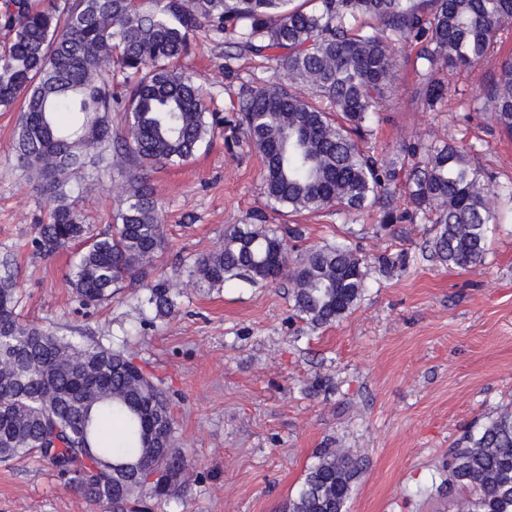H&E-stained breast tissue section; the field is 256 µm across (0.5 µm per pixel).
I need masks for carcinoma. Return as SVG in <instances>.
<instances>
[{
    "instance_id": "carcinoma-1",
    "label": "carcinoma",
    "mask_w": 512,
    "mask_h": 512,
    "mask_svg": "<svg viewBox=\"0 0 512 512\" xmlns=\"http://www.w3.org/2000/svg\"><path fill=\"white\" fill-rule=\"evenodd\" d=\"M0 0V111H15L17 164L52 206L36 225L49 256L82 244L69 278L81 301L112 298L164 244L150 173L189 161L228 129L261 157L267 198L294 212L362 211L388 198L390 178L407 168L413 211L386 210L382 223L423 214L435 224L434 254L456 267L481 264L500 192L470 152L443 141L397 150L384 165L358 139L395 81L403 44L420 45L426 68L418 99L435 106L441 68L471 69L512 24V0ZM231 32L241 55L272 53L284 78L308 84L329 107L288 85H240L239 115L224 119L207 92L177 67L195 32ZM476 110L512 138V54L482 89ZM125 132L112 140V113ZM112 183L115 232L91 233L74 190ZM288 251L271 228L246 224L224 235L196 263L210 286L238 278L275 282ZM296 311L313 327L356 307L365 288L361 259L345 242L307 250L291 269ZM14 278L0 275V460L36 455L78 495L105 512H135L144 498L166 501L187 490L190 463L176 446L172 401L123 349L59 336L20 321ZM167 280L147 287L156 315L175 313ZM117 424L119 455L101 438ZM356 461L323 448L287 512H345ZM441 486L463 494L467 512H512V410L466 431L448 451Z\"/></svg>"
}]
</instances>
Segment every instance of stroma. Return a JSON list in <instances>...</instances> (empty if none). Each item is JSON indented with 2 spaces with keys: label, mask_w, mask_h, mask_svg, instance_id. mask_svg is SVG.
Segmentation results:
<instances>
[{
  "label": "stroma",
  "mask_w": 512,
  "mask_h": 512,
  "mask_svg": "<svg viewBox=\"0 0 512 512\" xmlns=\"http://www.w3.org/2000/svg\"><path fill=\"white\" fill-rule=\"evenodd\" d=\"M183 60L208 92L209 111L232 115L240 84L283 78L276 61L247 56L225 66L226 44L200 30ZM504 38L469 70H441L448 94L433 109L416 97L422 67L408 50L362 144L386 160L404 143L445 140L471 149L495 185L512 186V138L471 101L498 72ZM16 115L0 112V266L18 285L21 321L127 350L173 399L180 448L192 461L187 492L145 512H283L321 448L358 461L346 512H457L439 492L448 449L473 421L512 404V203L488 240L484 264L452 268L431 249L424 219L381 225L382 212L291 213L268 200L253 149L223 136L194 160L153 173L165 243L112 302L83 305L69 288L75 251L45 257L35 224L43 195L14 163ZM94 233L112 232L111 182L76 192ZM298 228L290 260L314 245L350 243L367 288L356 308L313 328L294 309L293 283L197 282L195 265L232 225ZM402 256L394 268L380 255ZM169 278L174 314L156 317L145 285ZM0 512H98L39 457L0 462Z\"/></svg>",
  "instance_id": "35a3bbf8"
}]
</instances>
